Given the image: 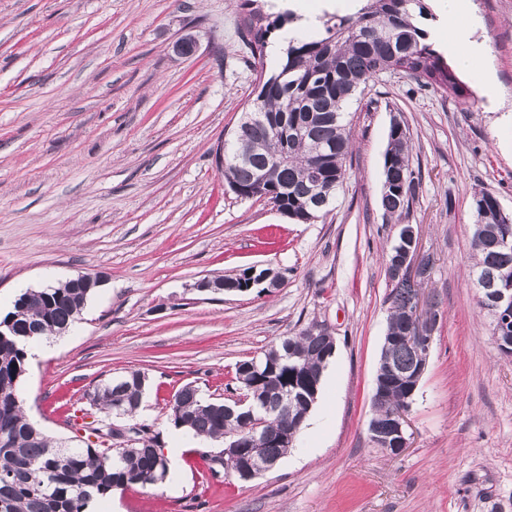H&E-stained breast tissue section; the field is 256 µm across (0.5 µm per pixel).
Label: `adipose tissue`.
<instances>
[{"instance_id": "adipose-tissue-1", "label": "adipose tissue", "mask_w": 512, "mask_h": 512, "mask_svg": "<svg viewBox=\"0 0 512 512\" xmlns=\"http://www.w3.org/2000/svg\"><path fill=\"white\" fill-rule=\"evenodd\" d=\"M282 6L291 10L296 20L293 26L282 32L271 46L273 55H284L289 41L304 31H314L321 26L323 12L338 9L357 10L358 0H320L319 7H312L308 0H282ZM438 11L447 34L446 48L449 56L463 71L477 76L486 88H493L495 76L486 64V49L472 38L470 29L460 27L458 20L470 11V0H438Z\"/></svg>"}]
</instances>
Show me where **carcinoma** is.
<instances>
[{"label":"carcinoma","instance_id":"1","mask_svg":"<svg viewBox=\"0 0 512 512\" xmlns=\"http://www.w3.org/2000/svg\"><path fill=\"white\" fill-rule=\"evenodd\" d=\"M243 0L247 10L242 35L252 55L263 59L272 30L292 15L274 18ZM425 0H366L357 13L331 16L324 33L315 39L297 38L288 44L286 58L277 71L259 80L254 98L238 124L224 140V171L230 190L242 199H262L299 224H311L329 212L342 185L345 160L351 147L347 131L348 100L383 72H396L425 86L457 87L459 76L428 41L421 20L428 17ZM410 133L405 126L390 127L384 154V183L389 194L381 205L389 218L408 213L416 192V176L409 162ZM321 153H316V148ZM498 199L481 191L473 196L471 247L472 280L497 271L512 279V223L498 219ZM257 280L247 268L224 284L242 292ZM421 282L391 284L387 332L380 357L405 372L390 376L385 397L375 406L374 421L384 428L409 397L412 377L421 364L418 350L396 341L412 331V301ZM40 297L23 303L14 300L0 318V512H85L94 497L109 496L131 485L153 487L170 473L157 438L147 428L134 431L135 443L113 450L106 438L112 431L89 429L95 440L83 446L56 442L25 415L18 386L27 373L26 346L66 330L81 313L92 288H39ZM36 330L28 337L26 333ZM331 334L316 324L284 336L263 357L239 363L238 388H251L254 413L264 422V456L280 459L292 442L281 440L285 426L281 415L283 393L301 395L305 381H322L333 347ZM145 384L132 371L125 380L112 377L88 393L91 402L109 414L131 415L141 403ZM171 421L205 439L234 438L250 447L237 408L204 397L197 386L183 385L172 396Z\"/></svg>","mask_w":512,"mask_h":512}]
</instances>
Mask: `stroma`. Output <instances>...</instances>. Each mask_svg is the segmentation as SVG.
<instances>
[{
	"instance_id": "35a3bbf8",
	"label": "stroma",
	"mask_w": 512,
	"mask_h": 512,
	"mask_svg": "<svg viewBox=\"0 0 512 512\" xmlns=\"http://www.w3.org/2000/svg\"><path fill=\"white\" fill-rule=\"evenodd\" d=\"M242 0H0V317L29 288L103 275L68 332L46 340L19 386L28 417L81 442L78 424H144L170 460L165 482L96 500L94 512H512V360L469 277L472 199L512 213V0H471L467 21L494 68L459 97L385 73L351 103L353 147L329 214L297 224L228 188L217 153L259 73ZM193 36L186 57L175 43ZM410 132L419 185L409 223L433 261L442 316L412 398L409 445L368 433L398 226L381 206L392 119ZM270 268L266 290H196ZM318 323L335 352L296 441L242 483L211 475L222 446L175 438L169 402L193 384L224 400L239 361ZM127 370L147 377L138 413L103 417L87 394Z\"/></svg>"
}]
</instances>
